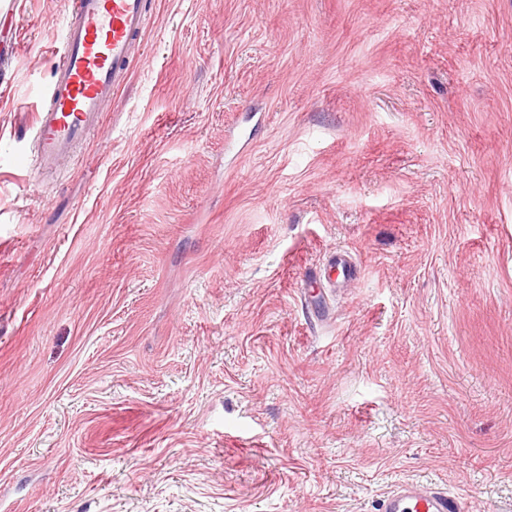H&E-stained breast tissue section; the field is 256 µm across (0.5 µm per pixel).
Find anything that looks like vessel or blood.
Here are the masks:
<instances>
[{
	"label": "vessel or blood",
	"instance_id": "1",
	"mask_svg": "<svg viewBox=\"0 0 512 512\" xmlns=\"http://www.w3.org/2000/svg\"><path fill=\"white\" fill-rule=\"evenodd\" d=\"M145 27V0H71L49 104L36 116L33 149L40 168L70 157L97 126ZM380 512H461V506L447 493L404 481Z\"/></svg>",
	"mask_w": 512,
	"mask_h": 512
}]
</instances>
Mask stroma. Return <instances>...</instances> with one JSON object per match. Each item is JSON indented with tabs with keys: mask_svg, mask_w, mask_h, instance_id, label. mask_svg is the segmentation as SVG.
Wrapping results in <instances>:
<instances>
[{
	"mask_svg": "<svg viewBox=\"0 0 512 512\" xmlns=\"http://www.w3.org/2000/svg\"><path fill=\"white\" fill-rule=\"evenodd\" d=\"M68 8L0 0V512H512V0H146L45 172ZM342 276L344 279H349L355 276L358 272L357 267L352 263L350 256L346 251H336L329 259L328 269L324 271V277H333L332 273ZM458 501L446 492L424 491L413 482L399 483L383 501L380 512H461Z\"/></svg>",
	"mask_w": 512,
	"mask_h": 512,
	"instance_id": "obj_1",
	"label": "stroma"
}]
</instances>
